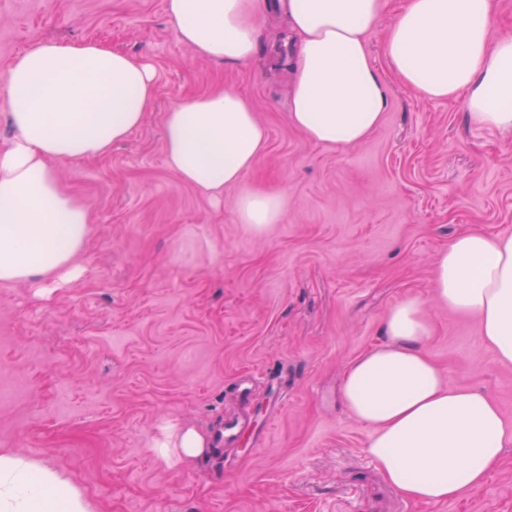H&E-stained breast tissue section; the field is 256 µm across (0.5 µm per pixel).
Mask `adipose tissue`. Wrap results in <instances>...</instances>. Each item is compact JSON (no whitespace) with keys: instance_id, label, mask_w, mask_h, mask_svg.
<instances>
[{"instance_id":"obj_1","label":"adipose tissue","mask_w":512,"mask_h":512,"mask_svg":"<svg viewBox=\"0 0 512 512\" xmlns=\"http://www.w3.org/2000/svg\"><path fill=\"white\" fill-rule=\"evenodd\" d=\"M388 0H165L181 42L197 56L248 62L259 18L285 12L298 39L289 118L324 146H353L379 126L387 85L367 38ZM495 0H404L384 56L400 82L428 101L464 98L471 126L512 137V35L492 38ZM5 82L14 136L0 151V284L43 288L81 278L87 203L51 167L103 155L140 127L156 94L144 58L96 41L48 40L17 56ZM252 101L222 91L187 100L164 117L166 165L203 192L240 183L265 150ZM239 223L255 232L282 223L286 202L242 193ZM437 305L476 316L495 359L512 363V235L457 234L436 258ZM386 338L346 369L341 398L369 431L366 453L404 497L435 504L479 489L512 443L498 406L445 383L423 345L431 325L407 298L384 318ZM0 512H98L64 474L0 450Z\"/></svg>"}]
</instances>
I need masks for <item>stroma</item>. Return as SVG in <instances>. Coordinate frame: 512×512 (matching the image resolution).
Masks as SVG:
<instances>
[{
	"instance_id": "1",
	"label": "stroma",
	"mask_w": 512,
	"mask_h": 512,
	"mask_svg": "<svg viewBox=\"0 0 512 512\" xmlns=\"http://www.w3.org/2000/svg\"><path fill=\"white\" fill-rule=\"evenodd\" d=\"M165 0H0V78L45 40H95L145 57L157 92L109 153L52 168L90 209L86 273L59 288L0 285V448L67 473L99 512H369L400 501L343 409L345 366L383 342L390 306L425 304L424 350L447 383L482 392L512 426V364L475 316L433 300L434 259L460 230L512 235V142L473 128L462 101L427 102L389 71L386 28L368 37L387 85L380 125L354 147L315 144L288 117L295 53L285 16L258 22L249 64L195 56ZM224 88L268 129L239 186L210 195L165 163L177 104ZM284 196L254 234L241 191ZM209 446L163 447L162 427ZM410 512H512V446L477 491Z\"/></svg>"
}]
</instances>
